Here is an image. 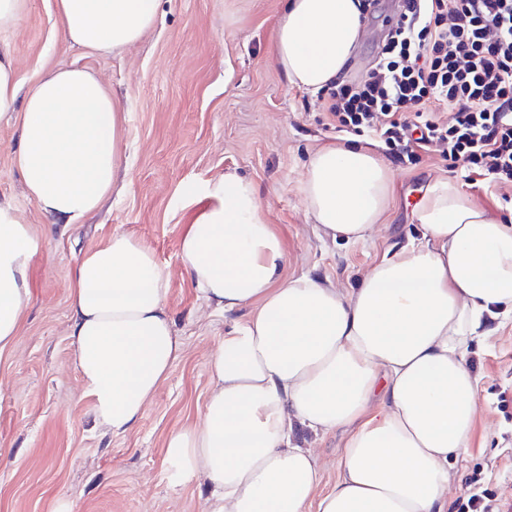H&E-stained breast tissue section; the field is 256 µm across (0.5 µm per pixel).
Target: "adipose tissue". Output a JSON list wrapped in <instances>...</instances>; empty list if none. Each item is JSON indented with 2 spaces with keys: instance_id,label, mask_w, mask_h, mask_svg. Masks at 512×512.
Segmentation results:
<instances>
[{
  "instance_id": "1",
  "label": "adipose tissue",
  "mask_w": 512,
  "mask_h": 512,
  "mask_svg": "<svg viewBox=\"0 0 512 512\" xmlns=\"http://www.w3.org/2000/svg\"><path fill=\"white\" fill-rule=\"evenodd\" d=\"M158 0H57L69 44L121 52L155 21ZM364 36L361 0H285L273 30L290 86L310 93L345 78ZM20 115L16 153L29 199L54 223H83L111 192L120 114L80 67L21 87L0 48V118ZM392 171L359 144L311 154L303 192L321 236L363 241L379 227ZM219 202L192 224L180 258L203 300L231 313L210 361L200 424L172 432L176 482L203 481L206 512H448L455 462L478 414L472 344L512 313V222L453 181L430 185L413 212L418 242L385 254L356 287L308 274L285 280L282 241L253 185L225 173ZM32 228L0 205V349L30 300ZM168 281L152 251L113 234L81 256L69 288L75 365L96 418L122 433L167 379L181 345ZM345 429L336 481L296 432Z\"/></svg>"
}]
</instances>
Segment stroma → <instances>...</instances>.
<instances>
[{
    "label": "stroma",
    "mask_w": 512,
    "mask_h": 512,
    "mask_svg": "<svg viewBox=\"0 0 512 512\" xmlns=\"http://www.w3.org/2000/svg\"><path fill=\"white\" fill-rule=\"evenodd\" d=\"M398 0H378L349 64L368 72ZM282 0H159L156 21L119 54H87L66 41L56 0H29L18 25L0 33L22 85L45 71L93 72L121 112L120 164L111 193L85 223H53L28 198L14 154L20 118L0 120V204L30 224L39 251L28 273L30 302L12 344L0 351V512H205L207 491L173 485L169 434L199 423L213 382L210 359L225 331L249 308L225 315L208 307L180 258L183 235L213 206L209 188L234 172L249 180L287 254L285 278L304 273L338 288L386 252L416 240L413 209L431 184L452 180L491 215L512 216V187L468 182V164L436 150L412 165L388 159L393 192L382 228L347 244L319 237L303 194L306 165L320 147L345 143L326 103L291 88L272 47ZM377 156L382 143L360 133ZM124 233L149 247L164 271L167 309L182 345L141 419L123 433L97 422L74 363L68 280L83 252ZM468 359L479 377L478 419L448 512L482 475L512 510V316L502 318Z\"/></svg>",
    "instance_id": "obj_1"
}]
</instances>
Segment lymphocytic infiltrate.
Returning a JSON list of instances; mask_svg holds the SVG:
<instances>
[{
	"label": "lymphocytic infiltrate",
	"instance_id": "lymphocytic-infiltrate-1",
	"mask_svg": "<svg viewBox=\"0 0 512 512\" xmlns=\"http://www.w3.org/2000/svg\"><path fill=\"white\" fill-rule=\"evenodd\" d=\"M326 110L397 160L439 147L469 181L512 186V0H401L371 72L338 84Z\"/></svg>",
	"mask_w": 512,
	"mask_h": 512
}]
</instances>
